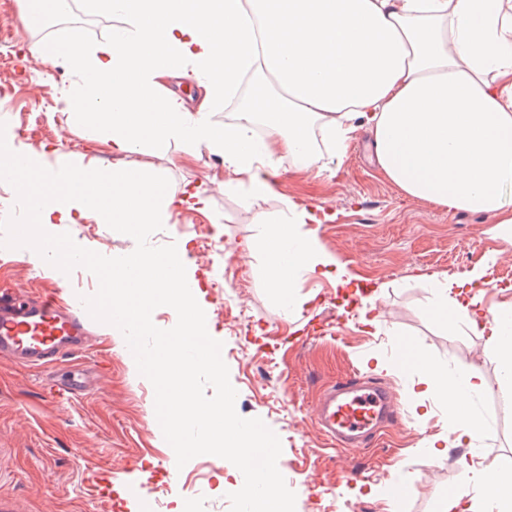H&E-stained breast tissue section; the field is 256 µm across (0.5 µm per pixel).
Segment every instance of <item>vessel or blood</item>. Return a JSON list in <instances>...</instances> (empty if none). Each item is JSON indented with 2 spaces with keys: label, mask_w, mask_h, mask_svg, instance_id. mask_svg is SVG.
I'll return each instance as SVG.
<instances>
[{
  "label": "vessel or blood",
  "mask_w": 512,
  "mask_h": 512,
  "mask_svg": "<svg viewBox=\"0 0 512 512\" xmlns=\"http://www.w3.org/2000/svg\"><path fill=\"white\" fill-rule=\"evenodd\" d=\"M87 334L73 307H60L46 296L0 293V358L45 369L82 353ZM397 411L393 394L381 382L356 372L323 391L317 421L329 446L363 448L380 438Z\"/></svg>",
  "instance_id": "b4317fda"
}]
</instances>
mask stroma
Segmentation results:
<instances>
[{
	"label": "stroma",
	"instance_id": "stroma-1",
	"mask_svg": "<svg viewBox=\"0 0 512 512\" xmlns=\"http://www.w3.org/2000/svg\"><path fill=\"white\" fill-rule=\"evenodd\" d=\"M116 24L112 16L87 12L83 0H61L58 12L34 29L24 24L17 0H0V29L15 35L19 48L66 34L96 43ZM70 82L57 65L19 51L13 68L0 75V119L8 121L15 144L45 149L48 160L66 154L112 164L107 145L87 139L57 110ZM367 144L366 135H358L343 163L322 173L283 158L274 192L262 204L273 212L285 199H303L334 213L318 235L361 285L376 287L377 309L366 316L358 298L345 297L335 283L311 273L297 282L302 310L285 312L266 286L263 254L245 249L260 233L246 196L211 182L224 172L222 157L186 156L174 143L129 157L165 172L173 188L199 189L209 199L207 213L180 211L178 228H163L150 243L178 244L221 225V253L203 257L190 250L186 258L204 293L213 337L223 343L238 415L261 419L281 441L277 467L296 494L295 512H435L440 498L459 488L471 455L487 468L512 459V387L503 382L500 358L480 337L449 335L427 312L428 276L464 275L486 255L496 258L495 285L483 294L482 310L512 304V246L480 215L405 195L370 162ZM57 230L108 257L136 246L109 224H61ZM216 278L224 290L212 288ZM2 289L67 304L94 294L98 281L77 267L63 286L49 269L0 249ZM88 328L90 345L76 362L91 387L74 397L46 394L49 382L67 380L63 366L36 372L0 359V506L9 512H172L180 501L185 512H230L228 495L243 485L242 477L231 476V462L200 455L170 474L175 454L156 418L152 384L134 372L123 337L93 319ZM407 346L483 375L487 390L474 405L487 420L485 432L474 446H454L429 458L421 447L447 433L446 407L430 399L417 402L403 379L384 371L381 379L401 404L397 426L364 448H329L315 420L322 392L353 372L372 374L375 357H400ZM348 473L355 476L349 483L343 480ZM401 475L410 477L412 495L388 498L387 483Z\"/></svg>",
	"mask_w": 512,
	"mask_h": 512
}]
</instances>
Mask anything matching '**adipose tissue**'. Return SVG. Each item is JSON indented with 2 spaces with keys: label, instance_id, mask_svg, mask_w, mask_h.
<instances>
[{
  "label": "adipose tissue",
  "instance_id": "ef3b65f1",
  "mask_svg": "<svg viewBox=\"0 0 512 512\" xmlns=\"http://www.w3.org/2000/svg\"><path fill=\"white\" fill-rule=\"evenodd\" d=\"M120 21L106 40L78 36L34 44L42 61L62 62L73 80L61 102L89 139L110 143L118 160L16 147L0 128V177L13 179L28 222L14 231L20 258L67 279L78 250L60 224L95 220L137 236L171 223L178 208L205 211L201 192L169 190L128 154L180 144L188 155L222 156L226 191H242L262 233L263 275L273 294L301 310L297 279L318 273L336 285L357 277L327 251L323 207L286 199L270 213L283 157L307 170L341 163L357 132L368 135L380 172L403 193L512 227V0H91ZM193 76L203 96L190 102L172 79ZM231 120L212 121L220 104ZM490 258L464 277L431 276V315L450 335L483 337L512 380V305L480 309ZM378 368L415 373L419 394L448 405V434L425 443L430 457L472 444L484 429L469 406L483 377L433 362L419 350ZM437 512H512V460L496 471L465 466L458 492Z\"/></svg>",
  "mask_w": 512,
  "mask_h": 512
}]
</instances>
